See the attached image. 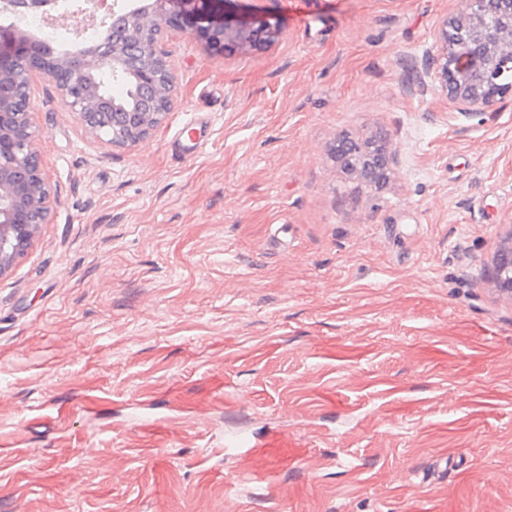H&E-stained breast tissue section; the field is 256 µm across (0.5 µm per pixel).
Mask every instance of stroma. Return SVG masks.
Listing matches in <instances>:
<instances>
[{
	"mask_svg": "<svg viewBox=\"0 0 512 512\" xmlns=\"http://www.w3.org/2000/svg\"><path fill=\"white\" fill-rule=\"evenodd\" d=\"M237 7L280 36L168 30L137 146L33 80L58 204L0 278V512H512V92L441 93L461 0ZM379 132L377 186L330 147ZM371 143H374V145L371 147H376L378 149L376 152L373 153V156H377L376 165H372V171L369 167L362 170L363 172H361V170H359L358 168L355 170H358L360 175H362L363 177L370 179L373 182L379 183L380 181H378L377 179L380 177L381 172L383 170H386L387 174V172L390 170L391 165L394 162V154L391 151L388 142L386 141H382L379 143L374 140ZM493 264V287L498 288L503 297L511 298L512 289L510 288H512V284L511 282H507L512 278V241L510 239L509 232L500 238L494 255ZM504 264L507 268L502 271L501 266Z\"/></svg>",
	"mask_w": 512,
	"mask_h": 512,
	"instance_id": "stroma-1",
	"label": "stroma"
}]
</instances>
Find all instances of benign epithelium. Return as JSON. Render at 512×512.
Segmentation results:
<instances>
[{
	"label": "benign epithelium",
	"mask_w": 512,
	"mask_h": 512,
	"mask_svg": "<svg viewBox=\"0 0 512 512\" xmlns=\"http://www.w3.org/2000/svg\"><path fill=\"white\" fill-rule=\"evenodd\" d=\"M232 0H114L112 39L83 40L63 51H45L18 26L0 29V278L10 274L52 221L57 190L45 172L31 98L33 77L53 80L68 111L87 133L114 147L147 139L165 122L178 80L162 42L169 29L200 33L226 50H247L278 37L265 21L239 20L227 11ZM108 0H77L74 10L52 17L62 25L88 27ZM453 26L470 33L461 44L448 40V21L436 75L439 88L470 111L492 105L500 92L487 80L493 62L512 57V0H465ZM131 87L134 104L110 98L100 75ZM376 165L361 175L377 181L390 170L388 142H374Z\"/></svg>",
	"instance_id": "7a95c632"
}]
</instances>
